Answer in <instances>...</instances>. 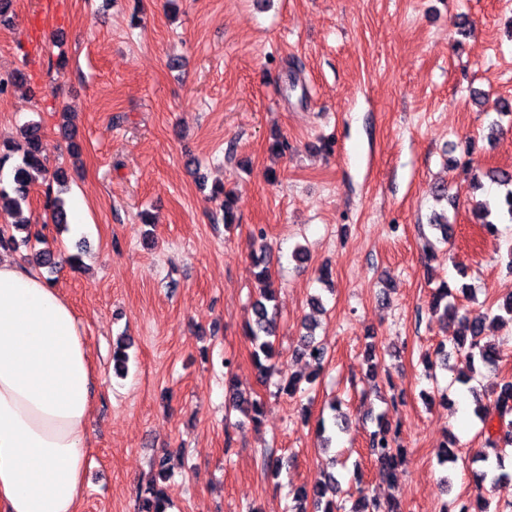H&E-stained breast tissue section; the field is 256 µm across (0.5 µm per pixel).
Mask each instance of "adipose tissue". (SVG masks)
I'll list each match as a JSON object with an SVG mask.
<instances>
[{
	"mask_svg": "<svg viewBox=\"0 0 512 512\" xmlns=\"http://www.w3.org/2000/svg\"><path fill=\"white\" fill-rule=\"evenodd\" d=\"M97 381L71 304L0 258V512H79Z\"/></svg>",
	"mask_w": 512,
	"mask_h": 512,
	"instance_id": "ef3b65f1",
	"label": "adipose tissue"
}]
</instances>
